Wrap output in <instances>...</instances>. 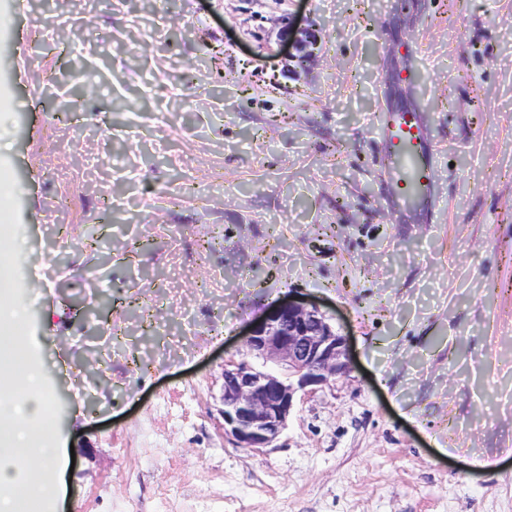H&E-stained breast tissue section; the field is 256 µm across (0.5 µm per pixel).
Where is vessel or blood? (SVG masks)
Masks as SVG:
<instances>
[{
	"mask_svg": "<svg viewBox=\"0 0 512 512\" xmlns=\"http://www.w3.org/2000/svg\"><path fill=\"white\" fill-rule=\"evenodd\" d=\"M380 123L388 146L382 165L392 189L394 210L404 217H431L436 147L420 112H390Z\"/></svg>",
	"mask_w": 512,
	"mask_h": 512,
	"instance_id": "b4317fda",
	"label": "vessel or blood"
}]
</instances>
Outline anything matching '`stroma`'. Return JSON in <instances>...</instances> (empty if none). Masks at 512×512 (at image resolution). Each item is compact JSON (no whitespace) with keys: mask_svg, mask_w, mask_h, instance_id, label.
I'll return each mask as SVG.
<instances>
[{"mask_svg":"<svg viewBox=\"0 0 512 512\" xmlns=\"http://www.w3.org/2000/svg\"><path fill=\"white\" fill-rule=\"evenodd\" d=\"M401 109L437 146L429 222L391 207ZM0 126V248L75 452L50 512H512V0H8ZM288 297L350 372L258 454L224 360ZM316 31L309 28H304L300 31L299 37H295L294 39H290L288 35V28L285 27L282 31V37L285 41H288L291 48L294 49L297 54H290L291 58H295L296 61L303 65V63L308 62L311 59L313 52L307 50L308 47L316 45L317 36Z\"/></svg>","mask_w":512,"mask_h":512,"instance_id":"stroma-1","label":"stroma"}]
</instances>
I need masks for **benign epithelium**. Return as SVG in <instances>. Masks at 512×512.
Returning a JSON list of instances; mask_svg holds the SVG:
<instances>
[{
    "mask_svg": "<svg viewBox=\"0 0 512 512\" xmlns=\"http://www.w3.org/2000/svg\"><path fill=\"white\" fill-rule=\"evenodd\" d=\"M282 37L296 51L300 64L311 59L315 30L304 28L292 39ZM247 354L272 361L281 370H268L230 357L224 362V436L238 447L262 453L288 427L299 394H309L349 371L346 337L336 331L321 309L312 303L280 300L249 326Z\"/></svg>",
    "mask_w": 512,
    "mask_h": 512,
    "instance_id": "7a95c632",
    "label": "benign epithelium"
}]
</instances>
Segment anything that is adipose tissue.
Here are the masks:
<instances>
[{
    "label": "adipose tissue",
    "mask_w": 512,
    "mask_h": 512,
    "mask_svg": "<svg viewBox=\"0 0 512 512\" xmlns=\"http://www.w3.org/2000/svg\"><path fill=\"white\" fill-rule=\"evenodd\" d=\"M26 309L0 290V512H44L59 495L61 449L44 431L48 396L22 338Z\"/></svg>",
    "instance_id": "1"
}]
</instances>
